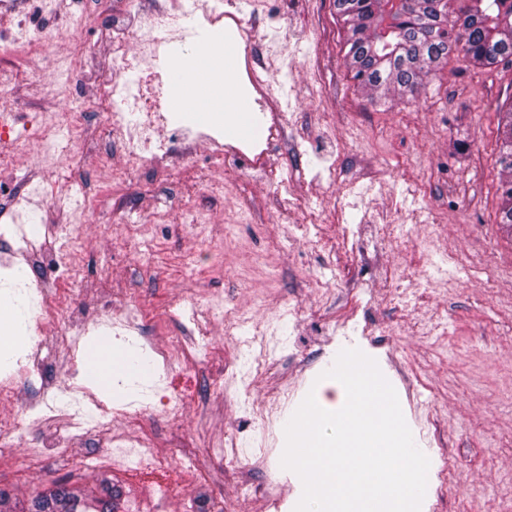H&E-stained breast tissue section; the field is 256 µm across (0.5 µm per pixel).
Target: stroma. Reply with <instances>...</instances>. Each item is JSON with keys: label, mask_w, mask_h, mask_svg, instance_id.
Instances as JSON below:
<instances>
[{"label": "stroma", "mask_w": 512, "mask_h": 512, "mask_svg": "<svg viewBox=\"0 0 512 512\" xmlns=\"http://www.w3.org/2000/svg\"><path fill=\"white\" fill-rule=\"evenodd\" d=\"M224 9L265 34L274 90L260 105L237 68L211 74L210 92L231 91L248 106L244 116L211 118L234 143L259 112L286 113L291 125L267 162L287 168V194L257 181L247 163L214 170L203 155L178 151L113 182L98 160L102 112L89 116L81 144L52 157L30 148L25 165L37 181H84L92 196L84 219L57 215L58 235L39 252L46 265L63 245L77 264L79 282L60 285L57 296L61 317L90 329L80 346L135 302L152 323L148 335L111 344L137 360L179 335L166 313L176 298L236 309L249 324L228 335L214 317L182 373L116 372L101 385L86 361L70 365L53 333L31 342L53 348L45 368L61 393L77 387V398L31 422L16 413L32 395L16 377L14 402H0V415L15 417L0 489L20 510L63 482L88 499L115 491L114 512H150L157 481L130 474L133 449H117L114 468H77L54 453L68 414L98 399L136 411L114 421L115 432L155 431L160 454L201 461L206 477L174 489L175 512H213L219 502L224 512H294L303 486L280 465L285 422L308 393L338 401L323 373L341 350L357 348L396 390L411 432L424 434L416 442L430 460L421 512H512V227L496 222L495 164L512 66L452 57L418 93L373 101L348 71L333 0H224ZM67 66L57 43L27 60L11 103L20 117L65 110L55 76ZM330 151L332 180L323 161ZM210 185L220 201L206 195ZM429 211L439 224L421 223ZM22 294L0 283V350L12 348L5 329L28 333ZM172 384L187 391L175 418L162 407ZM292 386L281 420L266 424L261 408Z\"/></svg>", "instance_id": "35a3bbf8"}]
</instances>
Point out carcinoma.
Returning a JSON list of instances; mask_svg holds the SVG:
<instances>
[{"mask_svg": "<svg viewBox=\"0 0 512 512\" xmlns=\"http://www.w3.org/2000/svg\"><path fill=\"white\" fill-rule=\"evenodd\" d=\"M448 23V0H334L346 59L358 85L374 97L412 95L457 53L473 66L512 63V0H467ZM500 224L512 225V110L498 126ZM65 484L34 498L25 512H78Z\"/></svg>", "mask_w": 512, "mask_h": 512, "instance_id": "obj_1", "label": "carcinoma"}]
</instances>
